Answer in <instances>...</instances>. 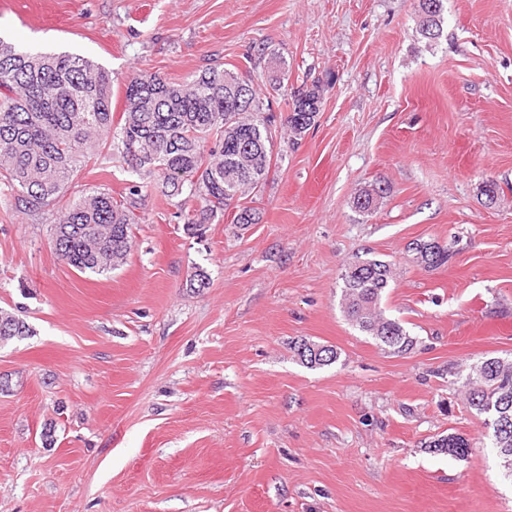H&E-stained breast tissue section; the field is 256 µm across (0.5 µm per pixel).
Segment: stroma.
Wrapping results in <instances>:
<instances>
[{
    "mask_svg": "<svg viewBox=\"0 0 512 512\" xmlns=\"http://www.w3.org/2000/svg\"><path fill=\"white\" fill-rule=\"evenodd\" d=\"M425 39L419 0H0V35L111 71L112 110L148 71L182 81L271 56L284 91L318 80L298 141L234 210L187 234L181 200L142 188L125 264L62 263L50 226L0 198V512H512L483 418L455 383L512 357V0H445ZM103 149L64 196L137 182ZM496 182L488 202L483 188ZM386 189L362 213L355 196ZM447 246L425 269L414 242ZM393 265L381 300L415 341L397 355L346 318L341 274ZM205 288L191 287L196 271ZM334 347L310 369L294 341ZM53 428V444L42 433ZM448 434L468 457L428 449ZM28 325L12 313L0 310V342L29 333Z\"/></svg>",
    "mask_w": 512,
    "mask_h": 512,
    "instance_id": "35a3bbf8",
    "label": "stroma"
}]
</instances>
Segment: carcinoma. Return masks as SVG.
Here are the masks:
<instances>
[{"label":"carcinoma","instance_id":"cac0c4a2","mask_svg":"<svg viewBox=\"0 0 512 512\" xmlns=\"http://www.w3.org/2000/svg\"><path fill=\"white\" fill-rule=\"evenodd\" d=\"M444 0H420L419 30L433 42L442 34ZM320 82L290 93L286 127L304 133L319 112ZM263 88L249 76L209 67L183 82L134 73L124 92V111L112 112V73L70 53L25 50L0 39V195L36 215L68 191L74 173L104 145L141 178H155L167 197L184 196L185 227L194 234L224 216L234 202L259 190L271 165V119L265 115ZM141 186L115 198L107 189L73 200L52 225L58 258L81 273L104 275L121 267L132 249L131 226ZM385 189L362 190L353 204L374 209ZM414 261L437 268L448 248L434 241L414 247ZM393 279L392 264L375 257L349 262L342 273V306L360 332L394 354L414 345L401 322L379 310ZM29 333L28 325L0 310V342ZM306 367L338 359L331 346L307 338L293 344ZM469 407L492 428L490 447L512 478V360L484 359L461 381ZM428 447L455 458L470 452L467 438L441 436Z\"/></svg>","mask_w":512,"mask_h":512}]
</instances>
